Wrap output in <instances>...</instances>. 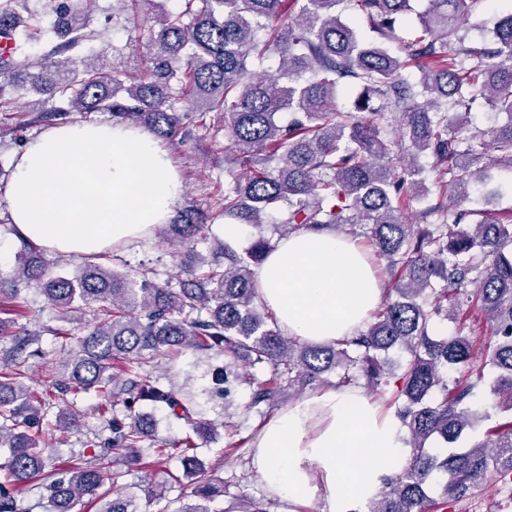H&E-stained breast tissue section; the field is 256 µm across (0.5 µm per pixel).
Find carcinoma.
<instances>
[{
    "label": "carcinoma",
    "mask_w": 512,
    "mask_h": 512,
    "mask_svg": "<svg viewBox=\"0 0 512 512\" xmlns=\"http://www.w3.org/2000/svg\"><path fill=\"white\" fill-rule=\"evenodd\" d=\"M25 0H0V112L11 111L7 91L17 87L18 59L43 44L27 71L38 91L67 102L42 110L38 122L72 112H108L112 120L141 126L156 138L174 140L185 124L214 114L230 138L229 162L246 169L224 189L219 215L234 224L269 223L278 239L302 231L357 232L385 262L391 285L354 336L316 344L282 332L257 305L255 268L274 250L261 236L240 252L217 243L222 261H197L195 244L210 214L195 202L176 207L170 239L178 244L186 278L179 287L147 279L139 267L109 268L105 252L82 259L73 277L57 275L44 250L20 240L9 289L17 303L27 292L43 298L57 321L73 324L92 312L93 322L76 337L61 369L52 374L54 392L76 388L110 397L124 411L101 417L87 446L90 459L52 466V435L39 429L50 401L25 383L30 345L48 332L69 339L68 330L44 327L0 354V448L8 455L0 471V512H18L15 490L43 481L45 512H74L84 499L102 503L98 512H140L134 494L111 469L121 460L132 469L146 454L171 455L157 443L143 404L183 422L192 435L175 444L195 503L181 512H214L224 492L214 470L196 453L194 438L232 434L230 421L200 418L201 403L184 384L154 375L163 352L219 351L259 369L241 377L250 388L248 407L273 411L291 394L324 387H349L363 379L375 390L396 379L389 406L407 435V466L388 477L368 512H445L467 490L494 472L512 483V416L468 447L460 443L488 415L473 404L486 369L494 371L487 392L512 410V224L485 218L479 210L448 207L466 201L488 179L489 158L512 171V13L496 22L490 47L471 45L462 23L478 0H428L413 37L396 36L411 0H183V10L158 19L149 72L132 75L85 64L84 49L107 35L91 26L93 0H55L50 28L38 30L18 12ZM357 13L375 37H367ZM273 53L277 75L251 71L249 63ZM414 67L418 74H409ZM359 89L352 108L336 105L341 88ZM509 117L490 139L462 134L448 113L469 114L476 105ZM365 112L361 120L357 113ZM396 121L403 138L386 126ZM408 142H403V139ZM437 172L439 202L419 211L411 224L404 209L427 199L426 168ZM485 316L491 333L459 328L450 338L429 333L435 318L457 319L460 301ZM482 349L486 360L474 358ZM393 349L406 354L394 372L386 360ZM460 377L450 381L448 370ZM438 492L432 499L427 488ZM146 500L165 497L167 486L151 478L138 485Z\"/></svg>",
    "instance_id": "1"
}]
</instances>
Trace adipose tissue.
Listing matches in <instances>:
<instances>
[{"instance_id":"obj_1","label":"adipose tissue","mask_w":512,"mask_h":512,"mask_svg":"<svg viewBox=\"0 0 512 512\" xmlns=\"http://www.w3.org/2000/svg\"><path fill=\"white\" fill-rule=\"evenodd\" d=\"M183 187L169 151L144 128L70 123L27 142L0 200L33 244L91 256L154 236ZM257 281L281 328L314 343L355 335L381 300L358 245L331 233L282 240ZM409 458L397 421L354 389L314 392L282 409L255 439L252 463L286 501L321 498L326 512H355Z\"/></svg>"}]
</instances>
